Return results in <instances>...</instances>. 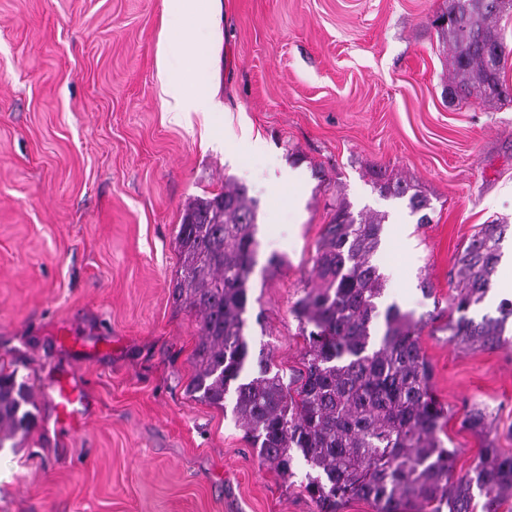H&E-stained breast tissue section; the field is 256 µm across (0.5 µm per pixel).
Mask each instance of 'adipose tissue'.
Instances as JSON below:
<instances>
[{
  "label": "adipose tissue",
  "mask_w": 512,
  "mask_h": 512,
  "mask_svg": "<svg viewBox=\"0 0 512 512\" xmlns=\"http://www.w3.org/2000/svg\"><path fill=\"white\" fill-rule=\"evenodd\" d=\"M219 0H163L161 45L157 73L163 103L174 122H190L192 117L210 123L221 105L216 99L210 44L192 40L193 32L214 27ZM185 57L182 67H174V57Z\"/></svg>",
  "instance_id": "obj_1"
}]
</instances>
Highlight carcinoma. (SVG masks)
Here are the masks:
<instances>
[{"mask_svg":"<svg viewBox=\"0 0 512 512\" xmlns=\"http://www.w3.org/2000/svg\"><path fill=\"white\" fill-rule=\"evenodd\" d=\"M512 0H448L434 20L448 47L451 101L483 103L512 99L503 76L505 48L497 22ZM383 197L404 199L417 224L431 223V200L401 179L377 176ZM257 202L231 181L224 190L198 197L184 210L175 238L182 265L173 281L174 304L198 314L196 373L189 391L233 413L244 438L282 477L305 473L301 486L316 512H339L354 498L374 512H499L512 498V455L492 437L489 414L466 412L463 426L480 438L474 467L454 478L457 449L440 438L447 410L432 391V368L420 336L428 321L395 304L380 310L384 277L374 262L384 217L354 215L336 205L324 225L312 265V285L303 289L292 313L305 346L303 370L286 376L269 355H254L245 333L251 307L250 279L257 264ZM512 226L483 224L459 254L460 277L452 298L458 317L448 318V341L495 349L509 342L500 316L477 322L467 316L490 289L500 248ZM17 371L0 365V449L17 434H29L36 419Z\"/></svg>","mask_w":512,"mask_h":512,"instance_id":"cac0c4a2","label":"carcinoma"}]
</instances>
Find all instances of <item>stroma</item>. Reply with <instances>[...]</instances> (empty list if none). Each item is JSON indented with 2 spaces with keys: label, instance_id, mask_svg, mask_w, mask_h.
Listing matches in <instances>:
<instances>
[{
  "label": "stroma",
  "instance_id": "obj_1",
  "mask_svg": "<svg viewBox=\"0 0 512 512\" xmlns=\"http://www.w3.org/2000/svg\"><path fill=\"white\" fill-rule=\"evenodd\" d=\"M445 0H221L222 112L169 121L155 67L163 0H0V364L34 397L36 425L0 450V512H316L263 464L232 415L188 390L199 316L171 298L185 207L245 185L260 243L254 348L285 373L305 346L291 312L337 201L382 214V305L430 314L420 343L448 411L456 475L492 414L512 454V343H450L449 273L481 224L512 225V102L447 103L432 25ZM230 138L238 164L208 146ZM303 176L302 186L288 180ZM428 196L417 226L372 176ZM278 266H269L270 257ZM431 294H424L422 282ZM84 395L59 421L58 382Z\"/></svg>",
  "mask_w": 512,
  "mask_h": 512
}]
</instances>
